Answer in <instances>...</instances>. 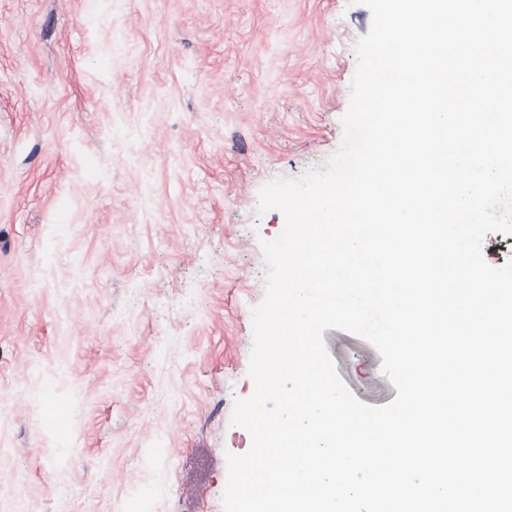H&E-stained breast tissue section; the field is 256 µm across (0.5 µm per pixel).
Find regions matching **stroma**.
Here are the masks:
<instances>
[{"label":"stroma","instance_id":"35a3bbf8","mask_svg":"<svg viewBox=\"0 0 512 512\" xmlns=\"http://www.w3.org/2000/svg\"><path fill=\"white\" fill-rule=\"evenodd\" d=\"M371 23L347 0H0V512H224L285 224L260 191L339 147ZM323 338L360 401L395 399L370 343Z\"/></svg>","mask_w":512,"mask_h":512}]
</instances>
